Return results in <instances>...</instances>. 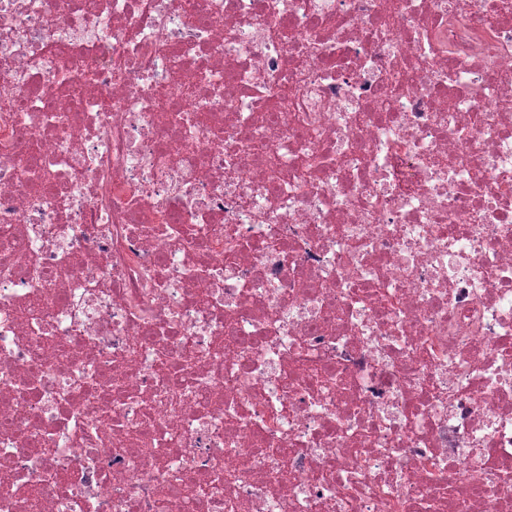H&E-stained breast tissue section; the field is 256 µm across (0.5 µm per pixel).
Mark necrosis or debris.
<instances>
[{"mask_svg":"<svg viewBox=\"0 0 512 512\" xmlns=\"http://www.w3.org/2000/svg\"><path fill=\"white\" fill-rule=\"evenodd\" d=\"M0 512H512V0H0Z\"/></svg>","mask_w":512,"mask_h":512,"instance_id":"4bbe7bcc","label":"necrosis or debris"}]
</instances>
